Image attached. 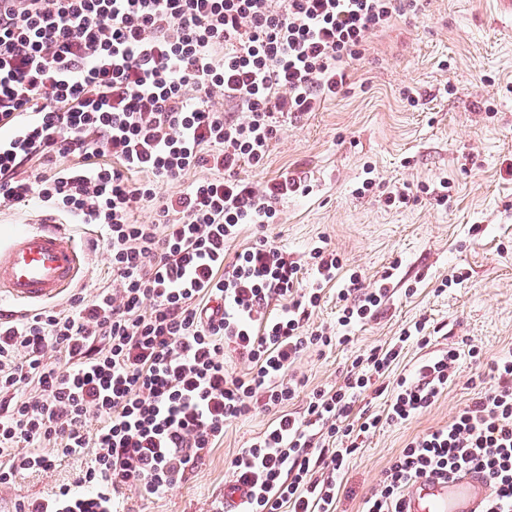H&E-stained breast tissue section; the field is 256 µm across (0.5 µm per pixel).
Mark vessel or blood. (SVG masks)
Returning a JSON list of instances; mask_svg holds the SVG:
<instances>
[{"instance_id": "1", "label": "vessel or blood", "mask_w": 512, "mask_h": 512, "mask_svg": "<svg viewBox=\"0 0 512 512\" xmlns=\"http://www.w3.org/2000/svg\"><path fill=\"white\" fill-rule=\"evenodd\" d=\"M86 256L66 226L50 215L38 227L22 229L0 245V301L22 309L58 299L79 279ZM491 493L485 474L418 478L406 491L404 512H482ZM248 488L233 480L224 488V512H240Z\"/></svg>"}]
</instances>
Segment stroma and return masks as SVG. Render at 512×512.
I'll return each instance as SVG.
<instances>
[{"mask_svg": "<svg viewBox=\"0 0 512 512\" xmlns=\"http://www.w3.org/2000/svg\"><path fill=\"white\" fill-rule=\"evenodd\" d=\"M493 2L426 0L422 15L397 17L386 31L367 34L365 56L344 93L283 123L264 168L238 170L259 186L287 173L307 190L282 203L276 223L244 227L230 251L264 237L303 261L322 240L365 287L390 278L377 318L356 329L349 344L303 354L295 372L308 387L341 383L356 355L419 320L429 326L428 349L460 353L434 406L364 436L337 512H361L407 442L447 425L476 397L469 346L481 347L487 363L512 355V20L502 19ZM405 183L418 187L408 203L386 205L387 192ZM98 237V228L75 229L87 262L74 293L90 296L112 284ZM456 272L463 280L443 287ZM272 418L258 406L227 423L223 444L167 492L144 498L128 490L130 512H221L231 459ZM88 461L65 457L49 470L17 475L0 487V512L75 482Z\"/></svg>", "mask_w": 512, "mask_h": 512, "instance_id": "1", "label": "stroma"}]
</instances>
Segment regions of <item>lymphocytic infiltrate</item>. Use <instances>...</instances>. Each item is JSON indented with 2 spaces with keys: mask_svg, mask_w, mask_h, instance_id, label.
I'll list each match as a JSON object with an SVG mask.
<instances>
[{
  "mask_svg": "<svg viewBox=\"0 0 512 512\" xmlns=\"http://www.w3.org/2000/svg\"><path fill=\"white\" fill-rule=\"evenodd\" d=\"M424 0H8L0 6V203L38 198L96 224L112 285L53 310L0 321V485L90 448L79 486L60 485L17 512H116L124 489L164 493L224 441L254 406L267 430L231 461L245 512H336L340 478L362 434L431 407L455 374L449 349L396 368L424 324L356 357L342 384L302 393L292 368L306 349L346 344L387 297L386 285L337 280L335 251L311 250V278L258 240L227 255L244 226L271 224L301 188L284 174L259 187L281 121L343 92L366 33ZM74 156L73 166H60ZM208 175L167 195L163 185ZM152 208L150 222L136 220ZM339 281L335 329L306 330ZM244 363L226 368L225 352ZM387 410L358 409L366 391ZM487 474L483 512H512V357L448 425L416 435L363 512H403L422 476Z\"/></svg>",
  "mask_w": 512,
  "mask_h": 512,
  "instance_id": "1",
  "label": "lymphocytic infiltrate"
}]
</instances>
